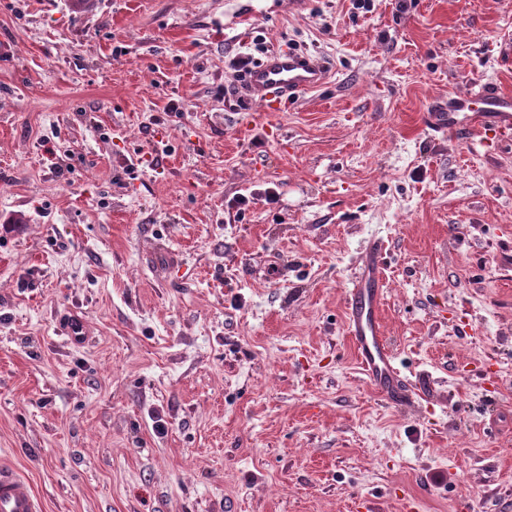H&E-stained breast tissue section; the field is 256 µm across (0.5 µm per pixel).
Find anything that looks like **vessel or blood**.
I'll return each mask as SVG.
<instances>
[{
	"label": "vessel or blood",
	"mask_w": 512,
	"mask_h": 512,
	"mask_svg": "<svg viewBox=\"0 0 512 512\" xmlns=\"http://www.w3.org/2000/svg\"><path fill=\"white\" fill-rule=\"evenodd\" d=\"M327 69L309 57L273 52L253 68L247 85L263 107L262 118L276 125L283 111L304 90L323 85ZM493 113L499 129L512 130V97L483 87L454 98L447 111L429 114L428 125L437 130L462 126L481 129L484 113ZM383 248L372 241L353 273L346 292V328L363 375L381 397L401 408L412 406L415 391L394 363L390 343L378 312L383 303ZM0 512H43V505L28 481L12 470L0 468Z\"/></svg>",
	"instance_id": "obj_1"
}]
</instances>
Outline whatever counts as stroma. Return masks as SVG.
I'll use <instances>...</instances> for the list:
<instances>
[{
    "label": "stroma",
    "mask_w": 512,
    "mask_h": 512,
    "mask_svg": "<svg viewBox=\"0 0 512 512\" xmlns=\"http://www.w3.org/2000/svg\"><path fill=\"white\" fill-rule=\"evenodd\" d=\"M274 51L329 79L240 138ZM478 83L512 0H0V464L45 512H512V133L424 123ZM375 238L409 411L345 330Z\"/></svg>",
    "instance_id": "stroma-1"
}]
</instances>
